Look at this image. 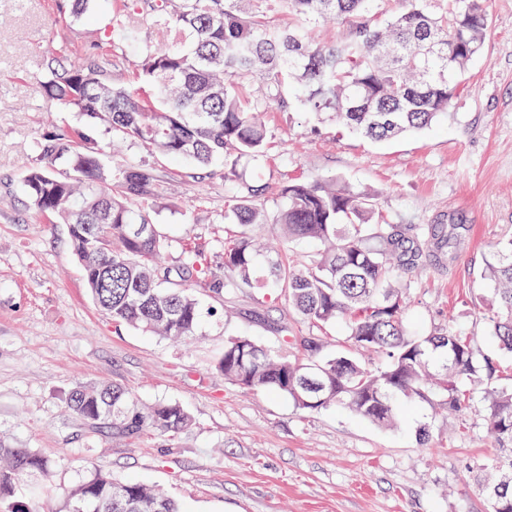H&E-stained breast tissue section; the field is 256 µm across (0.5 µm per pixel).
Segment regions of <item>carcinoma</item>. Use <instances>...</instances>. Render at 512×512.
Here are the masks:
<instances>
[{
    "label": "carcinoma",
    "mask_w": 512,
    "mask_h": 512,
    "mask_svg": "<svg viewBox=\"0 0 512 512\" xmlns=\"http://www.w3.org/2000/svg\"><path fill=\"white\" fill-rule=\"evenodd\" d=\"M61 0L77 22L96 3ZM118 0L117 14L143 27L101 28L75 64L64 55L43 59L40 95L105 125L164 157L208 167L216 158L256 165L271 133L267 112L330 114L351 133L381 141L420 131L448 107L488 32L485 0ZM294 17L277 23L275 4ZM335 20L346 33L329 43L309 31ZM175 32L171 41L158 38ZM136 49L134 69L121 64ZM107 147L81 130L43 137L22 177L40 213L68 226L93 304L117 326L167 339L196 335L198 295L255 292L259 310L282 299L312 327L343 321L357 351L322 354L310 333L283 337L276 353L250 336L224 344L217 367L243 389L280 393L303 412L341 406L380 426L398 422L397 398L418 397L459 412L469 399L462 381L485 384L492 436L512 441V385L496 383L491 355L477 357L470 337L453 328L411 334L403 321L407 296L393 271L418 269L447 247L456 224H430L406 245V233L375 221L376 203L348 185L314 179L280 190L274 214L259 202L266 186L242 184L224 200V223L243 227L224 243V263L212 269L192 240H173L150 217L159 179L148 165H107ZM272 224L284 245L313 241L319 249L297 264L267 262L256 278L261 244L247 229ZM177 252L176 260L170 253ZM485 277L494 283L491 336L512 354V238L492 249ZM67 408L93 430L120 438L174 435L191 424L175 403L143 405L119 385L79 383ZM0 512H40L14 499L16 483L51 461L32 448L0 443ZM478 487L489 512H512V476L484 474ZM71 512H180L176 503L141 483H119L100 467L70 492Z\"/></svg>",
    "instance_id": "obj_1"
}]
</instances>
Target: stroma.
Wrapping results in <instances>:
<instances>
[{
	"instance_id": "stroma-1",
	"label": "stroma",
	"mask_w": 512,
	"mask_h": 512,
	"mask_svg": "<svg viewBox=\"0 0 512 512\" xmlns=\"http://www.w3.org/2000/svg\"><path fill=\"white\" fill-rule=\"evenodd\" d=\"M487 10L481 54L447 115L424 131L375 143L311 113L270 112L272 139L257 168L218 162L193 172L129 143L120 157L154 166V223L195 240L216 266L240 232L221 221L238 176L267 185L271 210L282 186L317 177L373 195L385 222L400 228L457 225L444 255L399 274L404 319L414 334L452 327L477 353H494V290L483 270L491 248L512 236V0H487ZM113 16L104 6L69 26L55 0H0V440L53 461L47 512H67L69 492L97 467L159 489L181 512H487L472 470L492 466L501 443L479 384L470 383L461 414L400 398L394 428L341 407L305 413L284 396L228 383L216 365L234 336L281 351L283 332L305 328L287 305L261 319L249 295L209 298L214 316L197 336L172 342L113 325L89 299L66 225L39 214L21 181L46 134L85 128L111 141L82 113L51 106L37 80L46 55L88 48ZM82 382L119 384L145 404L179 403L192 424L172 437L92 430L66 406Z\"/></svg>"
}]
</instances>
